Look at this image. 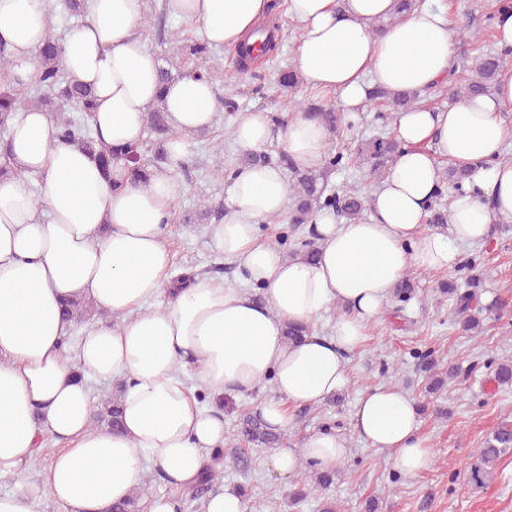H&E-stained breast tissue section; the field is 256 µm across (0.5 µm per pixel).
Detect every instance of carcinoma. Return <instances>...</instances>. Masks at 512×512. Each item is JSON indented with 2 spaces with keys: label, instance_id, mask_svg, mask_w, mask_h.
<instances>
[{
  "label": "carcinoma",
  "instance_id": "carcinoma-1",
  "mask_svg": "<svg viewBox=\"0 0 512 512\" xmlns=\"http://www.w3.org/2000/svg\"><path fill=\"white\" fill-rule=\"evenodd\" d=\"M278 3L271 0L268 20L259 32L265 36L263 54L272 59L279 54L280 43L277 38L279 26L276 23ZM63 11L80 20L85 19L84 0H58L49 10L48 34L40 47L33 73L29 82H24L13 74L15 60L6 44L0 42V156L8 150L9 121L19 112L28 108H42L54 113L56 121V136L59 140L74 144L93 154L101 167L110 170L112 165L120 161L130 172L142 180H147L148 173L140 167L142 150L147 142L140 141L135 145L112 147L106 145L94 136L90 122V112L94 104L91 89L73 83L66 70L60 63L62 36L55 33L52 21L58 11ZM168 7L155 15V24L160 32L181 42V55L203 63L215 56V46L206 40L186 41L179 30L167 27ZM508 51L501 53L482 54L475 58L471 67L472 76L463 84L448 87V99L467 100L478 96L491 95L496 86L497 77L504 67ZM369 99L385 100L393 110H408L417 105L419 94H392L385 89L374 86L368 91ZM314 113L332 131L346 124L343 113L335 107L312 103L305 107L294 99L288 100L282 106L284 112ZM145 129L149 137L160 140L166 139L171 132L168 113L163 107V95H158L155 102L149 104L145 111ZM398 151L397 140L377 134L360 140L356 151L350 156L338 151L329 155L327 168H358L367 163L370 166V182L376 183L386 175L390 164ZM212 175L223 180L232 175V169L224 167V143L215 142L211 147ZM281 166L293 174L289 195L292 204L288 210V223L301 225L311 222L315 212L322 209H332L340 218L349 221L360 220L366 210L367 193L352 185L332 187L328 185L324 175L311 171H299L288 163L284 154H279ZM469 171L453 166L442 175V187L436 192L430 204L429 223H448V205L444 202L445 189L458 194L464 191ZM467 271L465 277L467 290L460 291L452 284L442 289V293L451 297L455 322L461 328L475 336L482 332V309L472 307L476 299L474 288L480 284V273L476 272L475 260L470 259L460 266ZM415 296L413 279L406 277L393 289L392 297L399 302H407ZM63 315L70 321L81 324L91 319L93 311L86 303L78 300H68L63 307ZM494 378L498 385L512 388V362L504 361L496 365ZM101 412L99 419L107 421L108 426L116 428L119 425V400L110 397L100 399ZM236 439L243 445L252 447L280 448L288 444V437L283 433H275L263 419L252 413H247L237 424ZM512 455V424H500L492 436L484 442L479 450L477 462L467 474L468 481L478 488L484 487L496 472L499 462L506 456ZM212 463L207 467L198 485L191 489V497L199 495L211 487L218 478L223 465V457L218 454L211 456Z\"/></svg>",
  "mask_w": 512,
  "mask_h": 512
}]
</instances>
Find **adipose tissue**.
Wrapping results in <instances>:
<instances>
[{
    "label": "adipose tissue",
    "mask_w": 512,
    "mask_h": 512,
    "mask_svg": "<svg viewBox=\"0 0 512 512\" xmlns=\"http://www.w3.org/2000/svg\"><path fill=\"white\" fill-rule=\"evenodd\" d=\"M86 3L85 21L65 37L63 65L94 92L98 140L138 143L158 85L156 55L140 33L145 0ZM269 3L168 0L173 15L200 22L205 40L230 47ZM395 8V0H288L300 30L296 69L308 87L336 94L349 120L363 112L369 86L425 93L448 80L454 32L446 0L400 18ZM45 30V0H0V40L21 71L30 70ZM216 107L207 80L187 75L169 87L165 108L177 134L166 145L167 164L145 186L57 141L47 112L31 108L12 121L10 164L19 174L0 179V480L24 486L0 493V512H40L46 497L62 512H111L150 473L192 489L210 452L224 445V417L200 393L237 396L271 384L256 410L287 431L292 407L322 404L347 385L349 357L398 282L413 270H454L461 246L485 242L495 224L512 220V162L501 159L512 136L503 118L512 110L507 65L493 95L397 113L401 150L368 196L371 218L317 212L314 261L287 256L260 233L288 208L281 168H237L221 199L224 219L208 234L236 263L238 283L197 276L174 287L166 236L185 191L174 170L187 158L185 134L210 128ZM233 139L243 152L278 143L295 168L310 169L321 165L331 132L308 112L278 125L248 111L238 114ZM444 159L472 174L452 201L447 228L430 230ZM68 299L107 314L72 347L73 324L61 313ZM333 305L339 314L330 335L288 342L287 326L311 324ZM93 379L121 382L120 430L94 428ZM352 423L406 475L428 466L418 402L402 388L363 393ZM47 437L62 448L37 472ZM347 454L340 435L320 431L276 449L270 462L287 476L304 460L334 470Z\"/></svg>",
    "instance_id": "1"
}]
</instances>
